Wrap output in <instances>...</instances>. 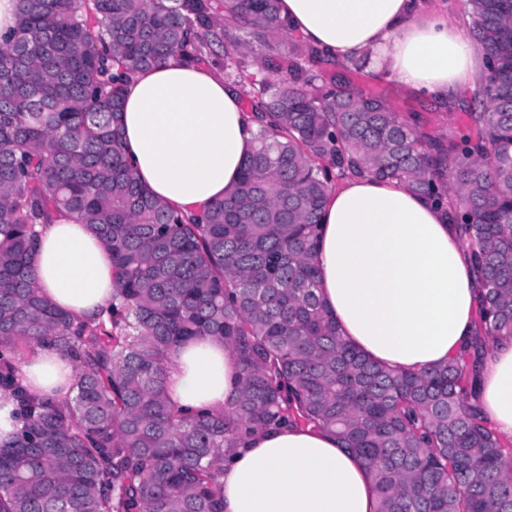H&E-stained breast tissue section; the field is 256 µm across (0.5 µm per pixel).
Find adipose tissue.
Returning a JSON list of instances; mask_svg holds the SVG:
<instances>
[{
  "label": "adipose tissue",
  "instance_id": "obj_1",
  "mask_svg": "<svg viewBox=\"0 0 512 512\" xmlns=\"http://www.w3.org/2000/svg\"><path fill=\"white\" fill-rule=\"evenodd\" d=\"M294 32L328 58L362 55L373 74L446 102L472 88L482 48L423 0H280ZM123 148L149 193L184 213L237 186L258 126L236 87L209 67L173 56L125 90ZM314 262L320 294L342 336L396 371L447 363L475 326L480 283L446 212L404 185L348 178L321 215ZM36 279L54 306L94 319L112 302V260L87 225L68 217L38 226ZM32 392L65 396L75 367L53 348L20 366ZM240 386L234 355L214 338L181 345L165 390L184 412L221 411ZM479 404L512 438V342L488 353ZM224 512H375L366 463L336 438L280 427L250 436L224 462Z\"/></svg>",
  "mask_w": 512,
  "mask_h": 512
}]
</instances>
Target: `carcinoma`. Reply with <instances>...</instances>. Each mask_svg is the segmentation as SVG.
Returning <instances> with one entry per match:
<instances>
[{"label": "carcinoma", "mask_w": 512, "mask_h": 512, "mask_svg": "<svg viewBox=\"0 0 512 512\" xmlns=\"http://www.w3.org/2000/svg\"><path fill=\"white\" fill-rule=\"evenodd\" d=\"M280 0H19L0 36V388L21 423L0 445V512H224V459L274 425L332 432L368 465L377 512H512V445L473 403L479 359L512 338V0H466L487 81L466 129L432 137L417 112L292 35ZM224 68L256 145L239 184L190 220L124 158L126 83L172 54ZM342 68L325 82L323 68ZM406 184L449 210L481 281L474 335L448 363L402 373L344 341L311 262L335 183ZM72 215L112 256V305L85 321L35 277V227ZM204 336L241 384L213 414L164 391L175 349ZM53 346L68 396L35 395L16 359Z\"/></svg>", "instance_id": "1"}]
</instances>
